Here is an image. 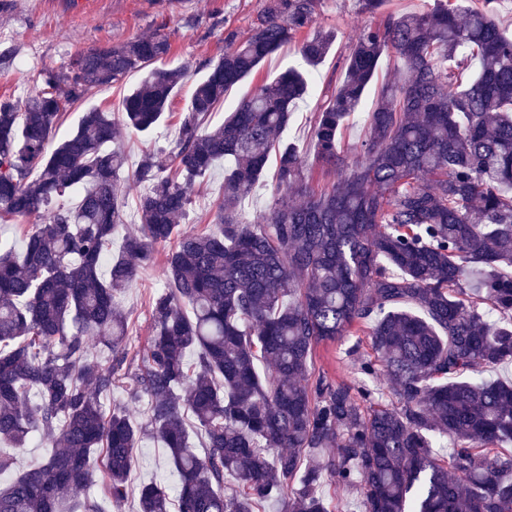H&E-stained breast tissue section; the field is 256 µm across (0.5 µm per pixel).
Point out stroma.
Instances as JSON below:
<instances>
[{
    "mask_svg": "<svg viewBox=\"0 0 512 512\" xmlns=\"http://www.w3.org/2000/svg\"><path fill=\"white\" fill-rule=\"evenodd\" d=\"M265 0H0V43L16 49L12 65L0 68V97L21 98L30 89L38 72L45 68L68 70L77 56L91 48H104L134 37L159 33L171 44L165 64L169 67L189 66L188 78L172 95L169 117L156 135H125L123 145L130 160L158 145H171L175 126L191 98L197 80L204 74L207 62L224 54L227 32L246 36ZM372 17L363 13L358 0H322L317 16L318 26L336 31V41L324 61L311 75L313 90L298 101L287 138L301 151L309 183L321 189L332 185L335 177L319 159L312 128L315 114L324 103L323 93L334 87L342 62L349 52L352 37ZM303 69L296 45H288L264 61L256 72L234 87L225 97L215 120H222L235 105L257 86L273 79L288 68ZM144 78L143 72L128 74L120 82L92 89L75 105L66 106L63 129L77 125L83 112L97 108L116 113L129 90ZM224 167L216 165L197 183L192 192L189 228H203L221 198ZM164 259L141 269L131 288L117 297V302L130 317L127 343L131 352L146 355L152 319L148 305L151 293L165 284ZM343 344L322 345L316 350L314 365L338 382L359 379L357 358L347 356ZM171 464L163 443L156 439L143 441L135 453L129 474V495L123 504H115L107 496L103 483L88 488L102 512H138L140 488L169 477Z\"/></svg>",
    "mask_w": 512,
    "mask_h": 512,
    "instance_id": "35a3bbf8",
    "label": "stroma"
}]
</instances>
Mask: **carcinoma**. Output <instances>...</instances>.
Here are the masks:
<instances>
[{"mask_svg": "<svg viewBox=\"0 0 512 512\" xmlns=\"http://www.w3.org/2000/svg\"><path fill=\"white\" fill-rule=\"evenodd\" d=\"M386 2L359 0L378 20L355 35L312 129L338 176L330 190L309 186L283 139L308 89L300 70L208 123L288 44L309 67L325 59L336 32L305 33L320 0H267L246 39L227 32L173 147L133 169L122 135L155 132L189 75L157 66L165 36L88 50L69 70H41L24 102L0 97V221L31 223L20 255L0 250V440L22 448L38 432L51 445L0 486V512H66L98 472L124 502L149 435L167 449L179 512H256L268 500L329 512L327 483L357 491L361 512H512V383L475 375L512 362V36L498 0L407 13ZM390 53L403 71L367 112L353 160L341 130ZM145 68L121 117L90 109L58 135L64 106ZM272 159L277 193L250 220L240 204ZM221 160L210 225L180 232L195 183ZM124 173L147 191L115 256ZM160 245L165 286L134 370L116 296ZM348 336L350 353L369 349L359 373L385 375L391 402L363 381L315 373L317 346ZM121 375L130 402H147L144 425L104 408ZM169 489L144 486L139 512H169Z\"/></svg>", "mask_w": 512, "mask_h": 512, "instance_id": "cac0c4a2", "label": "carcinoma"}]
</instances>
